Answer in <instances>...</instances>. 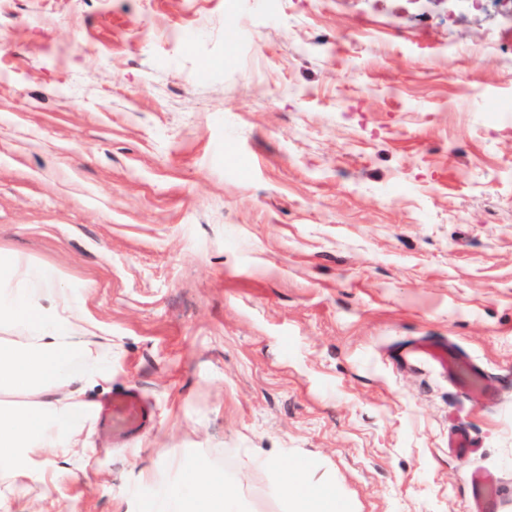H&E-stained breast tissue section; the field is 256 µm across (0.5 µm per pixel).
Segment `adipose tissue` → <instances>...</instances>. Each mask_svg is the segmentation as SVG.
<instances>
[{
  "instance_id": "1",
  "label": "adipose tissue",
  "mask_w": 512,
  "mask_h": 512,
  "mask_svg": "<svg viewBox=\"0 0 512 512\" xmlns=\"http://www.w3.org/2000/svg\"><path fill=\"white\" fill-rule=\"evenodd\" d=\"M56 269L0 249V512L38 494L55 498L61 466L84 447L75 414L92 419L86 389L112 378V347ZM276 512H349L333 483L279 456L252 457ZM178 476L139 474L133 512H254L239 478L196 454L175 461Z\"/></svg>"
}]
</instances>
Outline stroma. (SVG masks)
<instances>
[{
    "mask_svg": "<svg viewBox=\"0 0 512 512\" xmlns=\"http://www.w3.org/2000/svg\"><path fill=\"white\" fill-rule=\"evenodd\" d=\"M0 248L61 269L156 421L92 425L58 498L176 448L309 461L352 512L512 484V10L463 0H0ZM468 353L470 406L422 341ZM465 428L478 452H448Z\"/></svg>",
    "mask_w": 512,
    "mask_h": 512,
    "instance_id": "35a3bbf8",
    "label": "stroma"
}]
</instances>
